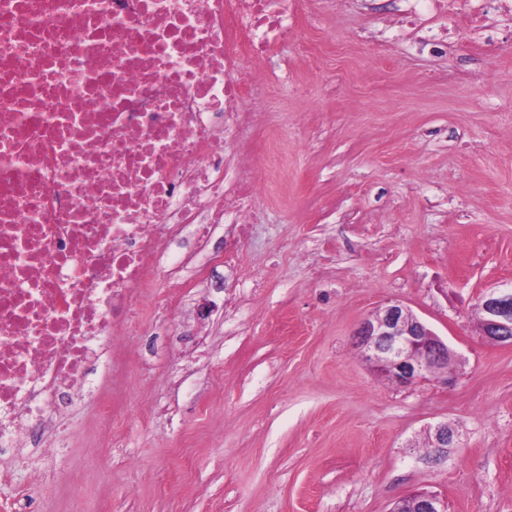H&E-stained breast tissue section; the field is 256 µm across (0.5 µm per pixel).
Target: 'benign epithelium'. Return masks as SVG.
<instances>
[{
    "instance_id": "benign-epithelium-1",
    "label": "benign epithelium",
    "mask_w": 512,
    "mask_h": 512,
    "mask_svg": "<svg viewBox=\"0 0 512 512\" xmlns=\"http://www.w3.org/2000/svg\"><path fill=\"white\" fill-rule=\"evenodd\" d=\"M484 313L483 336L497 343L512 345V285L490 288L479 297ZM359 344L375 367L402 386H411L438 369L453 373L448 343L439 338L425 322L401 304H391L365 320L357 330ZM437 458H442L458 434L446 422L429 430ZM420 512H444L437 495L421 491Z\"/></svg>"
}]
</instances>
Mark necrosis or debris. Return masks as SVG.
<instances>
[{"label": "necrosis or debris", "instance_id": "necrosis-or-debris-1", "mask_svg": "<svg viewBox=\"0 0 512 512\" xmlns=\"http://www.w3.org/2000/svg\"><path fill=\"white\" fill-rule=\"evenodd\" d=\"M321 0H0V456L52 449L133 303L171 308L273 177L246 63Z\"/></svg>", "mask_w": 512, "mask_h": 512}]
</instances>
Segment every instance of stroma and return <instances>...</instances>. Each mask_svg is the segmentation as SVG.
<instances>
[{"instance_id": "35a3bbf8", "label": "stroma", "mask_w": 512, "mask_h": 512, "mask_svg": "<svg viewBox=\"0 0 512 512\" xmlns=\"http://www.w3.org/2000/svg\"><path fill=\"white\" fill-rule=\"evenodd\" d=\"M405 0H339L267 61L281 76L280 181L261 198L224 288L174 311L141 293L170 340L102 373L119 446L79 399L63 444L0 458V505L28 491L56 512H391L415 492L446 512H512V346L481 335L479 296L512 282V7L484 28L444 0L422 51ZM498 34L494 45L484 29ZM400 303L455 354V378L400 386L354 333ZM458 440L437 463L428 429Z\"/></svg>"}]
</instances>
